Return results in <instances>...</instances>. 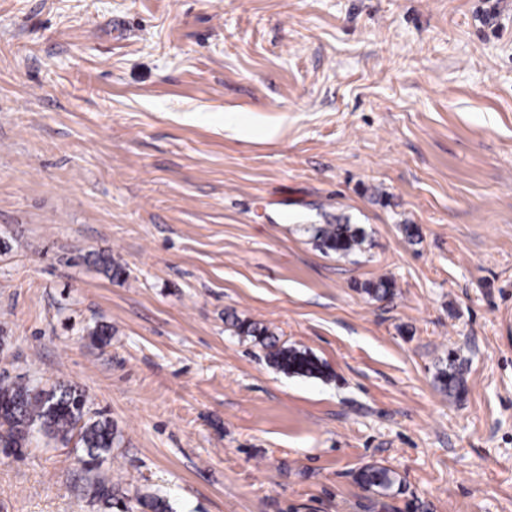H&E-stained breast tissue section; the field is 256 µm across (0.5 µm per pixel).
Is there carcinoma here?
<instances>
[{"instance_id": "carcinoma-1", "label": "carcinoma", "mask_w": 512, "mask_h": 512, "mask_svg": "<svg viewBox=\"0 0 512 512\" xmlns=\"http://www.w3.org/2000/svg\"><path fill=\"white\" fill-rule=\"evenodd\" d=\"M314 238L322 249L339 256H348L361 249L364 236L350 224H323L313 228ZM232 327L239 336H249L263 344L266 357L279 370L305 377H326V367L311 353L278 343L268 327L248 320L233 319ZM435 380L439 390L448 396H459L465 389L460 368L451 364L437 369ZM31 383L0 381V447L26 448L33 440L44 436L67 441L79 431V441L89 460L83 462L90 474L88 487L93 501L112 507V484L99 471L98 459L112 453L119 444L117 429L107 418L91 414L84 392L71 387H58L33 397ZM360 482L368 488L389 489L394 480L385 467L366 468L359 474Z\"/></svg>"}]
</instances>
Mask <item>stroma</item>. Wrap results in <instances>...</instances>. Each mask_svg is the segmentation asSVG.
I'll return each mask as SVG.
<instances>
[{
    "instance_id": "35a3bbf8",
    "label": "stroma",
    "mask_w": 512,
    "mask_h": 512,
    "mask_svg": "<svg viewBox=\"0 0 512 512\" xmlns=\"http://www.w3.org/2000/svg\"><path fill=\"white\" fill-rule=\"evenodd\" d=\"M483 6L0 0V379L85 392L128 506L512 512V0ZM335 221L359 251L317 247ZM84 455L0 451V512H108ZM312 230L322 249L339 256L353 254L364 242L361 230L350 224H323ZM232 327L239 336H249L258 340L267 350L266 357L271 365L279 370L305 377H326V367L306 350L279 345L274 333L266 326L248 320L234 318ZM435 380L439 390L450 397H458L465 389L463 372L453 364H449V369L448 364L438 368ZM359 480L368 488H378L381 490H388L394 483L389 469L376 466L361 471Z\"/></svg>"
}]
</instances>
